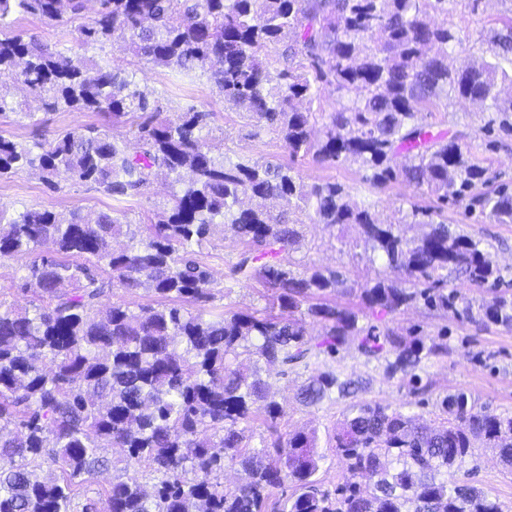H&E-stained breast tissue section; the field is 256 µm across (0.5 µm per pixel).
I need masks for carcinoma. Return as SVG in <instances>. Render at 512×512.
<instances>
[{
    "instance_id": "1",
    "label": "carcinoma",
    "mask_w": 512,
    "mask_h": 512,
    "mask_svg": "<svg viewBox=\"0 0 512 512\" xmlns=\"http://www.w3.org/2000/svg\"><path fill=\"white\" fill-rule=\"evenodd\" d=\"M98 2L78 28L80 41L115 35L153 67L203 69L225 104L278 132L292 155L357 162L371 186L401 179L435 201L401 218L421 227L407 239L341 183L307 187L288 166L234 161L205 133L210 113L191 108L164 117L133 77L76 64L14 30L17 14L66 24L82 16L85 0H0V82L22 86L51 111L104 112L114 124H136L133 139L121 144L96 127L31 147L0 135V178L34 169L51 187L65 174L128 197L143 194L163 169L182 185L147 224L77 210L27 208L10 218L0 210V262L28 257L20 289L40 301L31 310L0 311V458L19 459L0 468V512H501L484 491L450 485L445 475L468 462L478 441L512 469V415L479 407L459 390L439 398L444 418L428 425L358 401L363 383L321 372L298 388L300 403L352 399L330 437L346 470L329 489L315 478L322 459L316 433L278 432L283 408L269 399L258 363L284 376L353 344L418 397L431 388L426 363L448 357V327L394 329L360 318L416 307L512 329V279L445 216L448 205L464 204L512 223V179L487 176L458 143L419 119L454 96L487 106L494 113L488 124L512 130V92L504 91L512 77L502 66L512 64V20L494 32L489 56L454 70L448 49L460 43L457 31L434 20L448 16V0ZM281 43L284 67L273 77L268 53ZM324 87L336 92L337 108L317 134L300 103ZM256 198L309 201L319 223L359 228L387 269L358 288L360 309L312 302L353 287L335 269L294 275L284 254L299 231L285 216L251 206ZM216 224L231 226L246 245L232 269L236 280L263 283L279 313L186 307L215 298L194 246ZM120 237L127 244L116 250L112 240ZM48 243L53 256L42 254ZM104 272L159 302L137 312L99 308ZM450 273L460 285L448 287ZM465 285L491 296L475 309ZM306 316L322 324V336H306ZM260 413L270 439L255 449L245 432ZM105 447L125 449L126 468H151L154 491L117 481L78 511L79 488L112 466ZM46 461L55 475L41 474ZM226 466L243 473L233 487L220 481ZM287 486L291 496H274Z\"/></svg>"
}]
</instances>
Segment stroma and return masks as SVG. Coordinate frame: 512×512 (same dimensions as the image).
<instances>
[{
  "mask_svg": "<svg viewBox=\"0 0 512 512\" xmlns=\"http://www.w3.org/2000/svg\"><path fill=\"white\" fill-rule=\"evenodd\" d=\"M448 9V22L454 25L461 38L460 44L453 49L454 63L459 67L467 65L472 55L487 48L489 36L512 18V0H451ZM78 26L79 22L75 20L58 25L32 16L19 17L15 23L17 32L68 50L74 60L82 62L92 58L132 75L140 89L147 92L165 114L172 115L191 107L211 113L209 136L233 159L259 163L273 161L291 166L296 177L306 184L326 180L342 183L356 201L372 204L374 212L384 222L400 221L412 205L424 206L432 201L426 190L402 180L393 181L381 189L371 187L365 180L364 169L353 162L319 164L308 156H291L280 135L250 125L245 113L226 107L203 69L187 73L156 69L128 54L116 40L96 45L82 44ZM0 94L12 101L17 109L16 114L0 116V135L19 143L49 141L60 132L86 125L110 127L114 139L120 142L133 137L132 125L111 126L107 117L96 112L54 111L46 114L42 124L34 126L18 120L17 115L40 111L38 99L23 96L12 84L1 86ZM422 118L434 129L461 135V146L474 163L488 172H503L512 177V133L497 130L492 136H485L483 128L490 114L483 107L456 98L449 103L438 102L423 113ZM492 139L497 142L493 149L487 146ZM172 193V179L163 171L155 175L145 194L119 201L98 191L92 184L65 176L59 177L56 187L52 188L44 183L39 172L28 171L0 179V208L11 214L32 207L57 213L78 209L92 216L117 210L125 214L130 223L139 224L147 216L169 207ZM266 207L274 214L287 212L298 224L300 241L289 255L291 270L299 276L313 267L339 270L351 290L336 295V303L359 306L354 285L376 278L384 269L380 263L370 261V253L360 241L357 228L318 224L313 208L297 199L289 202L270 200ZM448 222L453 229L480 241L482 248L489 251L500 266L512 268V224H497L469 214L462 205L449 208ZM243 249L242 242L220 224L215 225L212 234L197 247V255L209 267L217 292L210 304L212 311L260 314L268 308V288L256 281L237 282L231 273ZM23 265L20 259L0 262V308L28 307L36 303L33 293L19 287ZM386 323L395 328L419 324L430 331L447 327L450 347L447 358L427 364L425 368L433 383L428 396L411 395L398 379L385 374L381 364L366 362L352 347L340 350L333 357L311 359L308 365L285 376L273 370L261 372L268 383L270 397L283 408L277 420L279 431L284 434L317 432L323 455L317 477L323 486H333L344 472V464L329 438L342 419L348 402L333 399L315 406L300 404L295 398L296 389L312 375L331 370L343 378L362 379L366 390L361 393V400L420 416L431 424L439 417L437 399L459 389L494 413L512 414V330L495 325L462 324L414 308L387 316ZM482 349L495 352L492 364L474 363L473 353ZM448 481L477 486L498 502L503 512H512V471L504 469L497 455L483 445L475 446L473 459L463 469L449 470Z\"/></svg>",
  "mask_w": 512,
  "mask_h": 512,
  "instance_id": "1",
  "label": "stroma"
}]
</instances>
